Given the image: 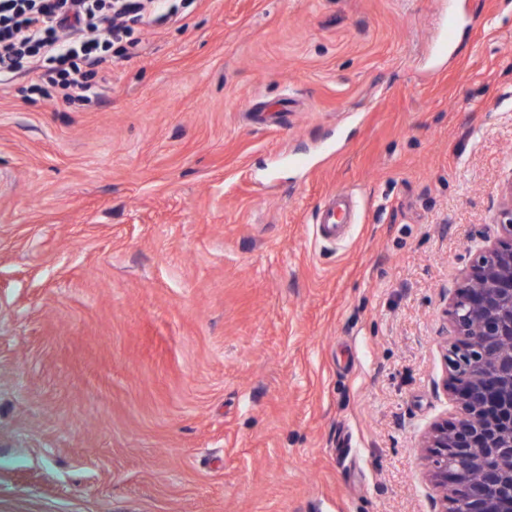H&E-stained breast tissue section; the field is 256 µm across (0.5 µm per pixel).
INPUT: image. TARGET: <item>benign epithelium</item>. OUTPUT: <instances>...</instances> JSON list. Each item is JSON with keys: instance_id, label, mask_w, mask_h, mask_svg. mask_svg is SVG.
I'll list each match as a JSON object with an SVG mask.
<instances>
[{"instance_id": "1", "label": "benign epithelium", "mask_w": 512, "mask_h": 512, "mask_svg": "<svg viewBox=\"0 0 512 512\" xmlns=\"http://www.w3.org/2000/svg\"><path fill=\"white\" fill-rule=\"evenodd\" d=\"M483 241L445 311L442 387L460 417L431 424L421 441L426 480L448 512L512 506V179Z\"/></svg>"}]
</instances>
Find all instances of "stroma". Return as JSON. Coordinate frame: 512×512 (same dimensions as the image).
Wrapping results in <instances>:
<instances>
[{"label": "stroma", "instance_id": "35a3bbf8", "mask_svg": "<svg viewBox=\"0 0 512 512\" xmlns=\"http://www.w3.org/2000/svg\"><path fill=\"white\" fill-rule=\"evenodd\" d=\"M137 34L99 101L0 92V512H430L512 0H189ZM355 202L348 195H337L326 201L319 210L317 228L321 237L336 241L346 235V227L351 223Z\"/></svg>", "mask_w": 512, "mask_h": 512}]
</instances>
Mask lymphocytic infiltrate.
Wrapping results in <instances>:
<instances>
[{"instance_id": "lymphocytic-infiltrate-1", "label": "lymphocytic infiltrate", "mask_w": 512, "mask_h": 512, "mask_svg": "<svg viewBox=\"0 0 512 512\" xmlns=\"http://www.w3.org/2000/svg\"><path fill=\"white\" fill-rule=\"evenodd\" d=\"M176 13L175 0H0V89L25 74L34 94L96 100L99 71L138 45L133 25Z\"/></svg>"}]
</instances>
